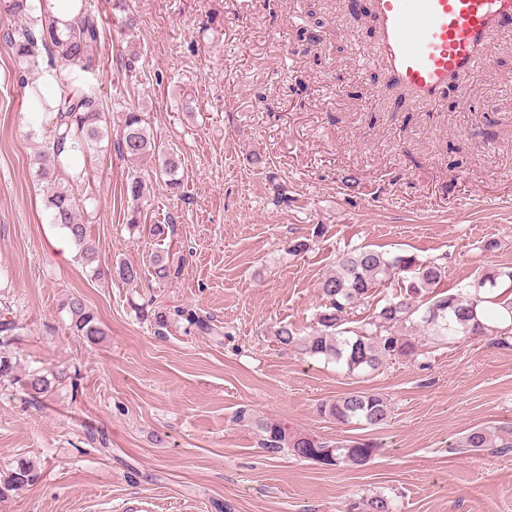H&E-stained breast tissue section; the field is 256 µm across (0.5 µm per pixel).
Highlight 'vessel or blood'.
Wrapping results in <instances>:
<instances>
[{
  "label": "vessel or blood",
  "mask_w": 512,
  "mask_h": 512,
  "mask_svg": "<svg viewBox=\"0 0 512 512\" xmlns=\"http://www.w3.org/2000/svg\"><path fill=\"white\" fill-rule=\"evenodd\" d=\"M370 12L380 66L410 98L434 102L486 64L512 0H370Z\"/></svg>",
  "instance_id": "b4317fda"
}]
</instances>
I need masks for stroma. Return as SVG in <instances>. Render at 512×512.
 <instances>
[{
    "mask_svg": "<svg viewBox=\"0 0 512 512\" xmlns=\"http://www.w3.org/2000/svg\"><path fill=\"white\" fill-rule=\"evenodd\" d=\"M90 2L104 109L145 113L181 158V187L157 158L135 169L102 141L74 187L81 217L101 268L145 273L92 276L34 176L50 116L28 111L4 39L15 24L0 16V313L19 325L15 373L64 375L36 402L0 385V475L21 461L41 473L0 512H349L373 494L396 512H512V454L455 451L471 428H512L511 337L363 378L273 336L309 331L320 281L355 247L446 255L444 291L512 271V21L488 67L432 108L408 104L377 63L369 0ZM135 172L148 193L134 228ZM298 238L310 248L290 255ZM159 251L175 271L165 282L147 273ZM72 294L99 320L98 343L67 330ZM174 305L225 337L158 329ZM362 389L388 398L386 425L318 413ZM263 421L381 448L366 466L328 467L267 452Z\"/></svg>",
    "mask_w": 512,
    "mask_h": 512,
    "instance_id": "obj_1",
    "label": "stroma"
}]
</instances>
